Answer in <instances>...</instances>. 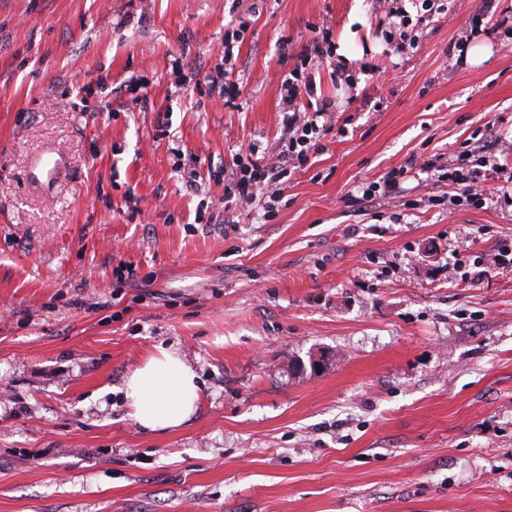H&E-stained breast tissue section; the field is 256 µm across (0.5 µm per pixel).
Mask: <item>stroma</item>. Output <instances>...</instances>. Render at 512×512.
I'll return each instance as SVG.
<instances>
[{"label":"stroma","instance_id":"35a3bbf8","mask_svg":"<svg viewBox=\"0 0 512 512\" xmlns=\"http://www.w3.org/2000/svg\"><path fill=\"white\" fill-rule=\"evenodd\" d=\"M358 1V41L384 48L352 84L316 71L323 150L273 213L225 210L224 169L280 137L312 27L340 37ZM421 11L0 0V512H512V0ZM475 25L493 55L468 67ZM240 27L234 107L205 75ZM48 150L67 166L43 189ZM463 151L478 206L438 178ZM159 346L201 390L152 433L121 390ZM63 164V157L54 152L39 155L31 162L32 178L36 183L50 188L58 179Z\"/></svg>","mask_w":512,"mask_h":512}]
</instances>
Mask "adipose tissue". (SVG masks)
Returning <instances> with one entry per match:
<instances>
[{
    "label": "adipose tissue",
    "mask_w": 512,
    "mask_h": 512,
    "mask_svg": "<svg viewBox=\"0 0 512 512\" xmlns=\"http://www.w3.org/2000/svg\"><path fill=\"white\" fill-rule=\"evenodd\" d=\"M124 398L137 426L150 432L177 429L197 411V374L176 350L160 346L128 377Z\"/></svg>",
    "instance_id": "ef3b65f1"
}]
</instances>
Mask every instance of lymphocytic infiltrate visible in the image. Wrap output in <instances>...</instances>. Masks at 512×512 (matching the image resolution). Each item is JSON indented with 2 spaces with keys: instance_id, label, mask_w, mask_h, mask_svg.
Listing matches in <instances>:
<instances>
[{
  "instance_id": "lymphocytic-infiltrate-1",
  "label": "lymphocytic infiltrate",
  "mask_w": 512,
  "mask_h": 512,
  "mask_svg": "<svg viewBox=\"0 0 512 512\" xmlns=\"http://www.w3.org/2000/svg\"><path fill=\"white\" fill-rule=\"evenodd\" d=\"M331 53V48L315 44L313 56L302 57L299 67L284 75L282 134L274 144L277 162L266 163L254 145L246 154L236 155L231 172L224 176L225 209L262 206L267 198H279L278 187L284 178L292 170L305 166L310 154L321 149L324 132L309 109L316 91V63Z\"/></svg>"
}]
</instances>
